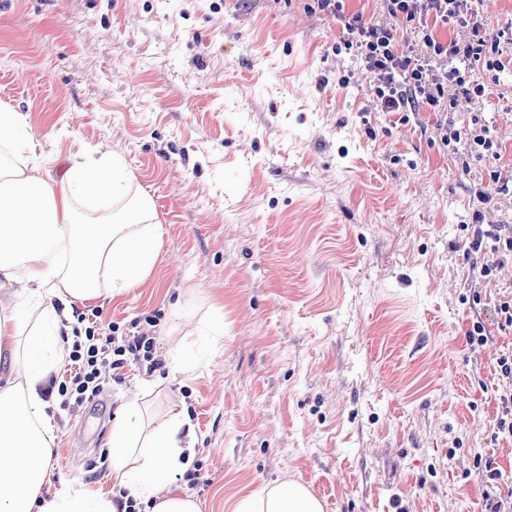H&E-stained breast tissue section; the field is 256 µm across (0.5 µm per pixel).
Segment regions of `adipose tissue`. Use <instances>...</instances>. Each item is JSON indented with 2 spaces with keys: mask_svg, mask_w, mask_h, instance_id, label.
I'll return each mask as SVG.
<instances>
[{
  "mask_svg": "<svg viewBox=\"0 0 512 512\" xmlns=\"http://www.w3.org/2000/svg\"><path fill=\"white\" fill-rule=\"evenodd\" d=\"M0 512H125L124 505L83 485L44 493L55 416L42 387L67 355L58 304L115 298L153 269L161 240L151 197L134 190L119 154L72 162L46 179L20 113L0 111ZM101 203L99 217L77 207ZM112 472L149 512H200L170 488L194 446L186 415L171 413L146 429L140 405H120L109 440ZM232 512H322L302 484L288 481L239 499Z\"/></svg>",
  "mask_w": 512,
  "mask_h": 512,
  "instance_id": "adipose-tissue-1",
  "label": "adipose tissue"
}]
</instances>
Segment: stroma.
I'll return each mask as SVG.
<instances>
[{"instance_id":"obj_1","label":"stroma","mask_w":512,"mask_h":512,"mask_svg":"<svg viewBox=\"0 0 512 512\" xmlns=\"http://www.w3.org/2000/svg\"><path fill=\"white\" fill-rule=\"evenodd\" d=\"M307 2L0 0V105L43 176L118 152L161 233L133 288L70 306L153 319L163 364L121 369L100 407L52 398L53 484L122 496L108 442L133 399L154 425L189 417L201 480L171 484L200 512L289 480L324 512H487L478 463L512 472L494 311L512 263L486 283L487 254L464 252L475 212L512 225V194L476 197L512 173V75L480 71L486 95L452 108L376 111L340 23ZM449 122L488 128L501 161L443 145ZM219 306L214 347L198 324Z\"/></svg>"}]
</instances>
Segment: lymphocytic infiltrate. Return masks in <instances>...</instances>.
Segmentation results:
<instances>
[{
	"label": "lymphocytic infiltrate",
	"mask_w": 512,
	"mask_h": 512,
	"mask_svg": "<svg viewBox=\"0 0 512 512\" xmlns=\"http://www.w3.org/2000/svg\"><path fill=\"white\" fill-rule=\"evenodd\" d=\"M388 23L364 20L362 14H346L343 0H313L310 12L341 19L343 43L358 60L377 74L373 102L382 112H416L437 107L446 86H455L465 98H481L486 86L475 78L476 69L512 70V31L500 32L494 42L481 35V24L472 0H382ZM411 27L413 40L400 44L397 26ZM445 28L450 38L438 36ZM491 251L492 261L483 264L480 275L493 280L496 270L512 261V225H475L468 239L470 254ZM74 340L68 354L67 380L59 381L62 404L79 410L85 401L104 390L106 370L135 364L153 371L160 367L151 329L132 321L131 332L119 334L115 325L98 328L88 314L77 316Z\"/></svg>",
	"instance_id": "f902f5d3"
}]
</instances>
